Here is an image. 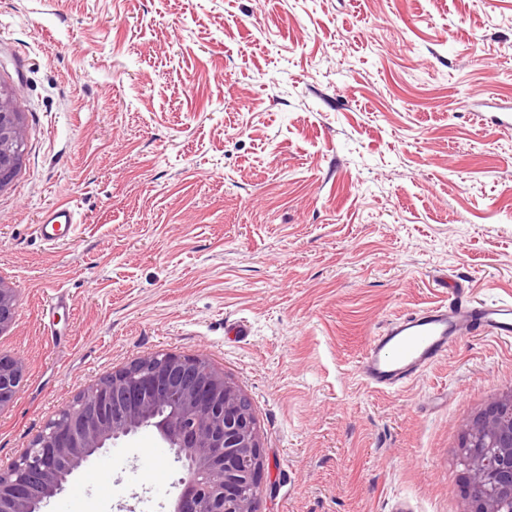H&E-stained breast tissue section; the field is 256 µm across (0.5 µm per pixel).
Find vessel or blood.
<instances>
[{"label": "vessel or blood", "mask_w": 512, "mask_h": 512, "mask_svg": "<svg viewBox=\"0 0 512 512\" xmlns=\"http://www.w3.org/2000/svg\"><path fill=\"white\" fill-rule=\"evenodd\" d=\"M76 222L75 210L60 205L44 214L39 234L43 240L55 242L72 233ZM466 334L512 338V304L478 302L464 288H452L446 303L393 320L375 334L358 364V373L369 384L397 387L446 355Z\"/></svg>", "instance_id": "vessel-or-blood-1"}]
</instances>
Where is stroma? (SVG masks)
I'll return each mask as SVG.
<instances>
[{
    "mask_svg": "<svg viewBox=\"0 0 512 512\" xmlns=\"http://www.w3.org/2000/svg\"><path fill=\"white\" fill-rule=\"evenodd\" d=\"M0 82L27 141L0 468L164 350L249 400L257 512H467L461 434L512 391V339L462 336L396 392L356 366L448 285L512 302V0H0ZM58 204L80 222L49 245ZM184 475L144 430L46 512H170ZM21 379V364L0 351V411L13 403Z\"/></svg>",
    "mask_w": 512,
    "mask_h": 512,
    "instance_id": "stroma-1",
    "label": "stroma"
}]
</instances>
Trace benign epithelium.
Instances as JSON below:
<instances>
[{
	"label": "benign epithelium",
	"mask_w": 512,
	"mask_h": 512,
	"mask_svg": "<svg viewBox=\"0 0 512 512\" xmlns=\"http://www.w3.org/2000/svg\"><path fill=\"white\" fill-rule=\"evenodd\" d=\"M25 150L12 90L0 83V188ZM19 290L0 280V333L13 322ZM22 366L0 352V411ZM154 428L183 462L174 512H256L263 455L246 396L207 359L155 352L81 393L0 469V512H43L92 456ZM469 512H512V393L479 411L462 434Z\"/></svg>",
	"instance_id": "obj_1"
}]
</instances>
